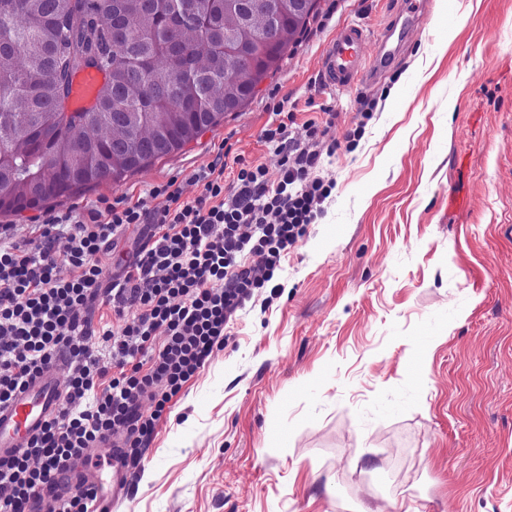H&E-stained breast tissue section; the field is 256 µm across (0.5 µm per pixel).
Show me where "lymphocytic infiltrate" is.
<instances>
[{
    "label": "lymphocytic infiltrate",
    "instance_id": "1",
    "mask_svg": "<svg viewBox=\"0 0 512 512\" xmlns=\"http://www.w3.org/2000/svg\"><path fill=\"white\" fill-rule=\"evenodd\" d=\"M272 113L262 137L280 157L277 182L265 167L244 165L225 191L219 155L193 174L202 191L190 201L171 180L151 189L152 208L121 199L85 215L47 212L21 241H7L0 226V404L68 362L58 413L0 464V512H29L45 484L109 440L125 465L138 467L172 398L223 349L233 314L268 287L321 213L331 193L315 175L325 132L312 121L296 140L284 102ZM131 224L146 226V240L124 274L106 280L100 257ZM97 299L111 305L115 328L97 331L83 318ZM146 396L153 407L145 414L138 403Z\"/></svg>",
    "mask_w": 512,
    "mask_h": 512
}]
</instances>
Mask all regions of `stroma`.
Returning <instances> with one entry per match:
<instances>
[{"label": "stroma", "mask_w": 512, "mask_h": 512, "mask_svg": "<svg viewBox=\"0 0 512 512\" xmlns=\"http://www.w3.org/2000/svg\"><path fill=\"white\" fill-rule=\"evenodd\" d=\"M373 85L327 87L345 25L382 33L402 0H319L238 112L119 185L52 211L148 199L218 149L279 177L261 138L284 98L336 115L323 213L171 403L114 512H512V0H430ZM145 227L102 255L121 276Z\"/></svg>", "instance_id": "stroma-1"}]
</instances>
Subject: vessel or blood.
Wrapping results in <instances>:
<instances>
[{
  "instance_id": "b4317fda",
  "label": "vessel or blood",
  "mask_w": 512,
  "mask_h": 512,
  "mask_svg": "<svg viewBox=\"0 0 512 512\" xmlns=\"http://www.w3.org/2000/svg\"><path fill=\"white\" fill-rule=\"evenodd\" d=\"M425 13L424 0H404L400 19L380 38L373 37L370 30L359 24L341 28L321 57L325 84L350 89L361 81H379L405 47L411 22ZM103 81V73L96 70L76 75L73 106L82 108L94 101ZM62 401L60 367L55 364L8 403L0 405V463L10 461L29 439L38 435L45 422L59 411Z\"/></svg>"
}]
</instances>
